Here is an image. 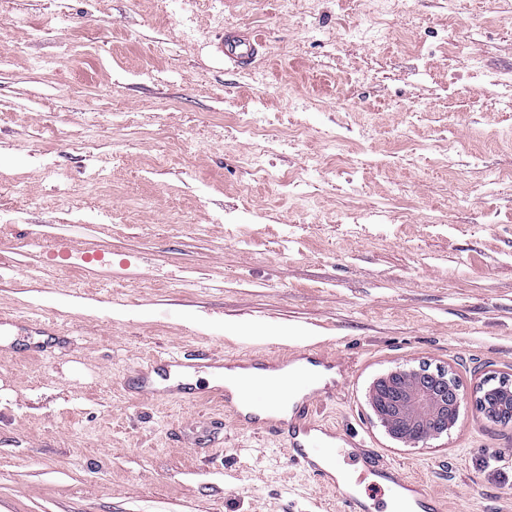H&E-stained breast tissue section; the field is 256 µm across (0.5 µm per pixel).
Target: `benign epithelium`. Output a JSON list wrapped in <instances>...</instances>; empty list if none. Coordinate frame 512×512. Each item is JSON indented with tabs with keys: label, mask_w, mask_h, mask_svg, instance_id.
Wrapping results in <instances>:
<instances>
[{
	"label": "benign epithelium",
	"mask_w": 512,
	"mask_h": 512,
	"mask_svg": "<svg viewBox=\"0 0 512 512\" xmlns=\"http://www.w3.org/2000/svg\"><path fill=\"white\" fill-rule=\"evenodd\" d=\"M454 376H437L415 368L396 367L375 379L369 406L385 433L413 448L450 432L457 419L452 409L461 403Z\"/></svg>",
	"instance_id": "7a95c632"
}]
</instances>
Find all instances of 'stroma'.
Listing matches in <instances>:
<instances>
[{
	"label": "stroma",
	"instance_id": "obj_1",
	"mask_svg": "<svg viewBox=\"0 0 512 512\" xmlns=\"http://www.w3.org/2000/svg\"><path fill=\"white\" fill-rule=\"evenodd\" d=\"M0 261V315L60 337L0 348V512H341L206 373L128 391L176 348L341 356L318 419L446 512H512V424L475 409L512 377V0H0ZM419 365L462 396L426 448L367 404ZM224 46V55L232 62H244L249 59L253 51V43L250 36L240 34H230L222 40V50Z\"/></svg>",
	"mask_w": 512,
	"mask_h": 512
}]
</instances>
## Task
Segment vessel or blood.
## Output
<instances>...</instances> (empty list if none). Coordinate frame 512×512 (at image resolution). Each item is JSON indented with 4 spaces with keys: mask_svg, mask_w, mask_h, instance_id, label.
Here are the masks:
<instances>
[{
    "mask_svg": "<svg viewBox=\"0 0 512 512\" xmlns=\"http://www.w3.org/2000/svg\"><path fill=\"white\" fill-rule=\"evenodd\" d=\"M224 54L239 63L253 51L250 36L231 34L223 41ZM335 358L305 350L295 357L246 354L226 358L206 355L194 359L174 351L146 358L130 376L128 386L146 398L183 399L194 394L191 384L159 385L170 369L224 372L241 369L273 374V382L254 386L250 394L251 411H244L238 390L224 387V409L236 423H247L279 436L289 459L312 475L324 488L340 490L336 474L342 467L340 439L335 428L316 419L314 405L330 396L333 385L324 381L325 372L338 368ZM360 460L376 477L378 486L390 494L394 512H442L441 500L429 493L422 482L409 478L373 449H364ZM341 492L343 512H374L376 501L354 491Z\"/></svg>",
    "mask_w": 512,
    "mask_h": 512,
    "instance_id": "b4317fda",
    "label": "vessel or blood"
}]
</instances>
